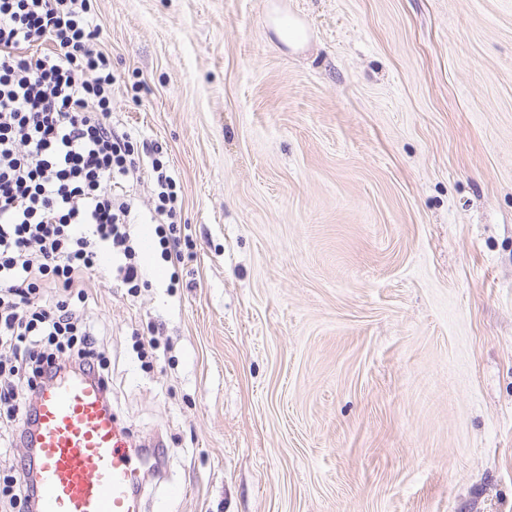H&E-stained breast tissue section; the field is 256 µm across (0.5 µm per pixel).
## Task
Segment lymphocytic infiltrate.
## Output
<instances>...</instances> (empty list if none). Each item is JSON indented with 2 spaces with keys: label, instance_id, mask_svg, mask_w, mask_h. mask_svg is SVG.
I'll return each mask as SVG.
<instances>
[{
  "label": "lymphocytic infiltrate",
  "instance_id": "obj_1",
  "mask_svg": "<svg viewBox=\"0 0 512 512\" xmlns=\"http://www.w3.org/2000/svg\"><path fill=\"white\" fill-rule=\"evenodd\" d=\"M91 0H0V429L27 439L39 388L80 372L112 386L101 334L81 313L110 257L141 269L123 181L140 170L112 126L110 53ZM50 42L40 53L37 41Z\"/></svg>",
  "mask_w": 512,
  "mask_h": 512
}]
</instances>
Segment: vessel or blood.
<instances>
[{
	"label": "vessel or blood",
	"instance_id": "1",
	"mask_svg": "<svg viewBox=\"0 0 512 512\" xmlns=\"http://www.w3.org/2000/svg\"><path fill=\"white\" fill-rule=\"evenodd\" d=\"M29 443L39 512H169V488L152 510L139 496L143 474L105 391L84 374L56 377L40 392Z\"/></svg>",
	"mask_w": 512,
	"mask_h": 512
}]
</instances>
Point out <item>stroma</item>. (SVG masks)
<instances>
[{
  "label": "stroma",
  "instance_id": "1",
  "mask_svg": "<svg viewBox=\"0 0 512 512\" xmlns=\"http://www.w3.org/2000/svg\"><path fill=\"white\" fill-rule=\"evenodd\" d=\"M93 13L112 123L180 188V261L98 269L84 309L113 413L163 444L144 506L512 512V0ZM127 189L154 233L150 172ZM274 30L281 42L291 47L302 46L307 41L305 30L296 22H284L281 17L274 19Z\"/></svg>",
  "mask_w": 512,
  "mask_h": 512
}]
</instances>
